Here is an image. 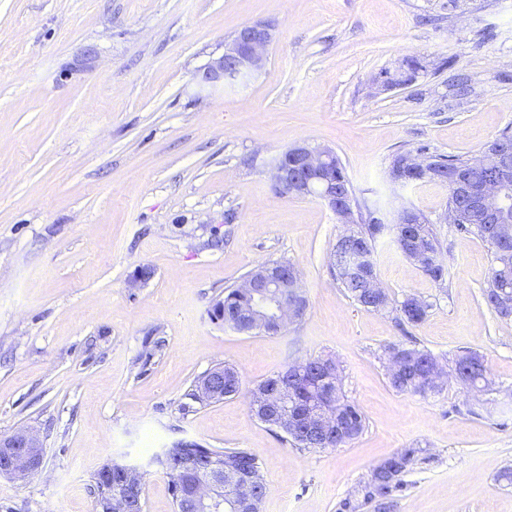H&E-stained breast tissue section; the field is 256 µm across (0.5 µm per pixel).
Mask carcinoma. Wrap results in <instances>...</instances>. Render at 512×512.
<instances>
[{
	"instance_id": "cac0c4a2",
	"label": "carcinoma",
	"mask_w": 512,
	"mask_h": 512,
	"mask_svg": "<svg viewBox=\"0 0 512 512\" xmlns=\"http://www.w3.org/2000/svg\"><path fill=\"white\" fill-rule=\"evenodd\" d=\"M423 66L418 61L407 63L405 71L398 74H387V78L392 84L412 82ZM439 165L446 169V175L438 180V183L451 187L452 176L460 168L471 167V160L455 156L442 158ZM456 227L460 231L474 233L481 237L490 245L491 265L487 286L484 295L488 303H493V296L496 289L502 287V276L512 277V242L507 245L499 243L498 239L491 233L482 230V227L468 223L465 220H459ZM385 231L394 235L395 242L401 253L408 259L414 261L418 266L436 281L444 277V266L441 262L442 245L436 232L429 223L422 222L416 226V239L410 241L401 237L397 231V225H385ZM383 231V232H385ZM383 232L376 229L374 224H359L357 229L349 234L337 249L336 254L340 258L331 264V274L348 293L351 299L359 306L367 310H385L391 309L396 313L397 318L411 324L423 322L428 314L429 304H415L417 298L406 296L402 301L396 303L392 301L387 294H382V303H377L376 298L371 294L367 287V281L377 277L376 265L372 257L373 244L376 239L383 235ZM251 301V297L242 292L239 288L227 289L224 291V298L218 301L213 308L212 316L220 320L222 315L230 314L234 309L245 308ZM398 350L403 356L404 370L401 375L389 376L390 385L397 391L403 393L425 394L430 392L427 387L428 375L431 370L438 366V362L430 353L405 345L398 346ZM314 360H305L285 367L277 372V375L285 378L291 383L298 392V398L304 402L317 399L316 386L309 382L308 377L294 379L292 370L302 366L312 367ZM456 363L460 365L459 377L464 386H470L480 383V378L486 376L487 369L482 358L477 354H468L459 357ZM224 391L219 393L216 400L230 396V391L240 393L242 389V380L239 372L232 366L224 365ZM331 410L336 417L343 419L346 427V436L335 444H325V447H340L356 439L365 428V417L359 408L344 398L341 394H336L331 405ZM196 453L201 457L222 458L224 463H235L244 466L252 472L253 481L256 488V499L262 501L266 494L267 483L256 457L245 449H233L224 452L213 451L202 446L196 448ZM415 455L414 449H407L400 454H396L385 460L377 467L379 470V479L381 484L377 487H369L365 493V500L378 501L389 498L393 490L401 485L400 476L406 471L408 465L413 461ZM156 462L166 474L173 497L181 499L183 505L182 512H194V507L189 498V489L193 482L201 479L203 473L200 471H188L182 464L180 458L163 453L156 456ZM95 485L97 489V505L103 506V501L109 496L118 495L124 492V476L118 470L112 471L109 477H104L101 473L95 475Z\"/></svg>"
}]
</instances>
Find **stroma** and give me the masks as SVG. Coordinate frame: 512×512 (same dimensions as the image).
<instances>
[{
    "label": "stroma",
    "mask_w": 512,
    "mask_h": 512,
    "mask_svg": "<svg viewBox=\"0 0 512 512\" xmlns=\"http://www.w3.org/2000/svg\"><path fill=\"white\" fill-rule=\"evenodd\" d=\"M275 39L261 72L225 86L198 75L242 27ZM454 59L452 70L442 67ZM424 66L389 88L382 72ZM465 78L459 93L452 75ZM512 130V0H0V435L37 432L39 475H0V512H98L112 459L146 471L143 512H175L153 459L194 440L244 449L267 483L261 512H377L376 466L416 449L389 512H512V319L483 290L488 244L445 223L448 190L390 179L400 153L479 155ZM334 150L362 207L432 223L445 276L374 243L391 299L429 303L419 324L357 305L331 275L349 228L323 202L280 193L276 159ZM299 274L302 318L277 334L211 316L268 261ZM150 267L149 280L133 283ZM481 356L495 390L448 380L405 394L386 350ZM335 360L366 418L339 448H301L258 421L248 394L287 365ZM228 364L241 392L201 405L195 380Z\"/></svg>",
    "instance_id": "obj_1"
}]
</instances>
